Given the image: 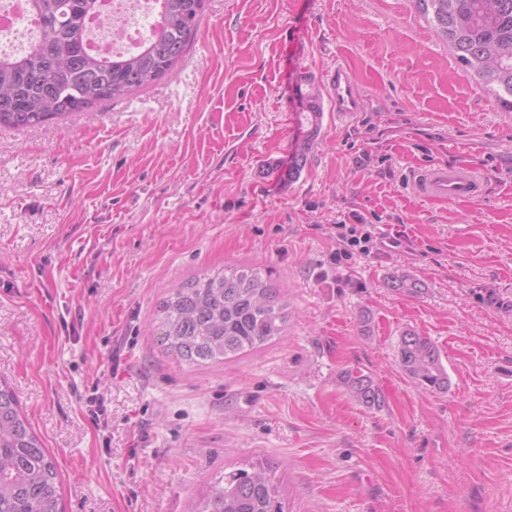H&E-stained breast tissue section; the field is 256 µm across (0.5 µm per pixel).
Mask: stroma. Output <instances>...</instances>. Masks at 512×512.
I'll use <instances>...</instances> for the list:
<instances>
[{
    "label": "stroma",
    "mask_w": 512,
    "mask_h": 512,
    "mask_svg": "<svg viewBox=\"0 0 512 512\" xmlns=\"http://www.w3.org/2000/svg\"><path fill=\"white\" fill-rule=\"evenodd\" d=\"M368 98L322 102L298 178L303 92L336 64ZM462 163L482 198H420ZM381 249L334 262L336 225ZM272 267L285 336L188 365L159 341L171 287ZM403 272L422 295L393 291ZM370 314L369 328L360 317ZM450 387L398 365L404 330ZM371 373L369 410L339 374ZM0 378L56 462L65 512H186L259 461L288 512H512V112L412 0H206L176 72L66 120L0 128ZM399 366L418 387L431 392H447L449 377L437 346L413 330L404 331L399 340Z\"/></svg>",
    "instance_id": "1"
}]
</instances>
